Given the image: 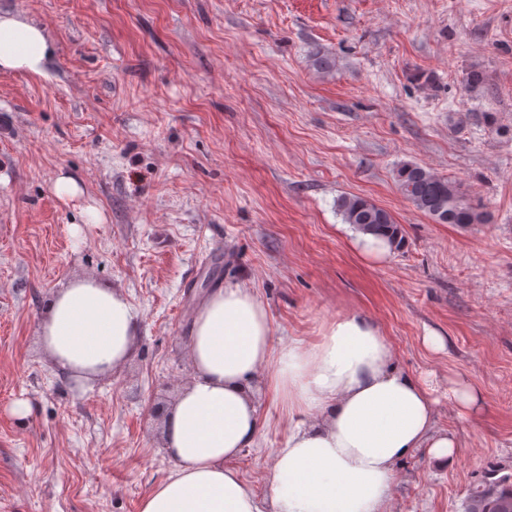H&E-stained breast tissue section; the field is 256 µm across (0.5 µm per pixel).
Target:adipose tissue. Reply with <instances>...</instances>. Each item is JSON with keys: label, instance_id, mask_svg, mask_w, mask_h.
<instances>
[{"label": "adipose tissue", "instance_id": "obj_1", "mask_svg": "<svg viewBox=\"0 0 512 512\" xmlns=\"http://www.w3.org/2000/svg\"><path fill=\"white\" fill-rule=\"evenodd\" d=\"M51 52L41 28L0 14V69L39 74ZM140 326L122 292L78 278L53 293L39 336L60 376L89 382L132 356ZM187 346L192 381L163 420L172 469L140 512H391L404 459L421 448L442 466L456 457L457 441L435 428L437 398L398 370L387 336L360 314L338 317L319 343H277L262 301L237 284L206 298ZM259 383L288 402L261 498L235 465L265 426Z\"/></svg>", "mask_w": 512, "mask_h": 512}]
</instances>
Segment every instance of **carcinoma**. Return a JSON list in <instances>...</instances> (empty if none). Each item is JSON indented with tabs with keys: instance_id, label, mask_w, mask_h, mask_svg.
Wrapping results in <instances>:
<instances>
[{
	"instance_id": "obj_1",
	"label": "carcinoma",
	"mask_w": 512,
	"mask_h": 512,
	"mask_svg": "<svg viewBox=\"0 0 512 512\" xmlns=\"http://www.w3.org/2000/svg\"><path fill=\"white\" fill-rule=\"evenodd\" d=\"M397 184L405 198L438 224L469 227L486 223V214L447 177L417 164L397 170ZM337 209L345 223L367 234L387 238L393 248L402 246L401 226L385 209L367 198L344 195ZM464 512H512V474L492 469L478 481L463 503Z\"/></svg>"
}]
</instances>
